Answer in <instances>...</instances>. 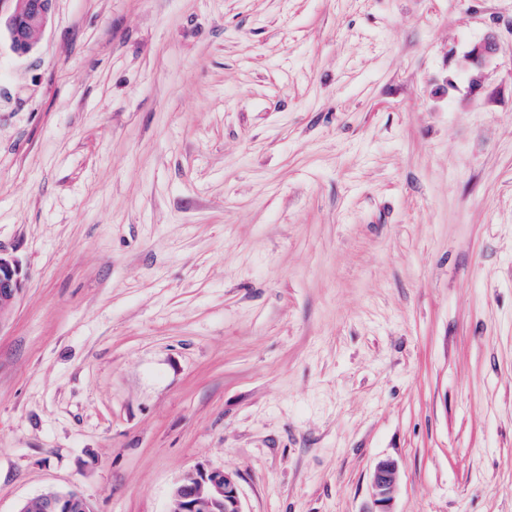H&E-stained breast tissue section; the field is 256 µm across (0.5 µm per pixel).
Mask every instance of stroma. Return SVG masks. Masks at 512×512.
I'll return each mask as SVG.
<instances>
[{
	"label": "stroma",
	"mask_w": 512,
	"mask_h": 512,
	"mask_svg": "<svg viewBox=\"0 0 512 512\" xmlns=\"http://www.w3.org/2000/svg\"><path fill=\"white\" fill-rule=\"evenodd\" d=\"M0 252V512H512V0H54ZM498 52L497 37L493 33L487 34L481 41L474 44L466 54V71L474 93L483 87L484 70L488 62ZM21 288L19 263L12 256L0 253V324L11 316ZM371 506L364 512H392L399 492V466L393 460L378 461L371 471ZM168 512H246L234 474L198 466L177 479ZM36 499L39 501L43 512H55L60 503H67L73 512L92 511L86 497L76 489L59 491V489L49 488ZM40 505L34 502L26 512H41Z\"/></svg>",
	"instance_id": "stroma-1"
}]
</instances>
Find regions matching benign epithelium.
Here are the masks:
<instances>
[{"instance_id": "1", "label": "benign epithelium", "mask_w": 512, "mask_h": 512, "mask_svg": "<svg viewBox=\"0 0 512 512\" xmlns=\"http://www.w3.org/2000/svg\"><path fill=\"white\" fill-rule=\"evenodd\" d=\"M4 26L12 51L25 56L35 50L48 25L52 0H10ZM498 52L497 37L489 33L466 54V71L473 92L483 87L484 70ZM22 288L17 260L0 253V324L9 319ZM371 506L366 512H392L399 492V466L393 460L378 461L371 471ZM38 501L42 512H55L61 503L73 512H91L86 497L76 489L49 488ZM169 512H246L234 474L199 466L177 479L171 489Z\"/></svg>"}]
</instances>
